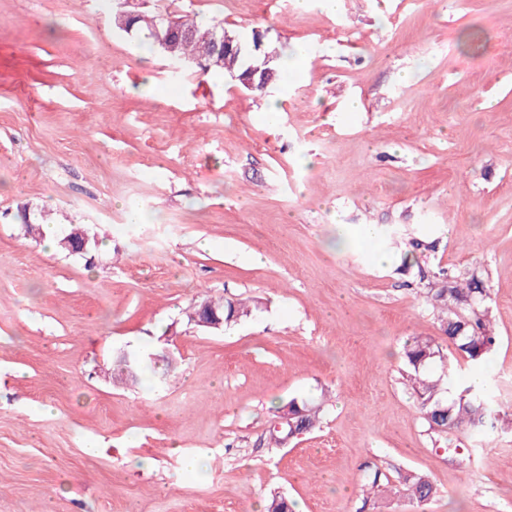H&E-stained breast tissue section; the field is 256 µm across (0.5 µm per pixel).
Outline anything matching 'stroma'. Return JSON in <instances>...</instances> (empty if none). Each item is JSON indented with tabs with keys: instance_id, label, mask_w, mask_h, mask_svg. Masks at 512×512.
Returning a JSON list of instances; mask_svg holds the SVG:
<instances>
[{
	"instance_id": "stroma-1",
	"label": "stroma",
	"mask_w": 512,
	"mask_h": 512,
	"mask_svg": "<svg viewBox=\"0 0 512 512\" xmlns=\"http://www.w3.org/2000/svg\"><path fill=\"white\" fill-rule=\"evenodd\" d=\"M119 7L257 32L306 64L261 92L175 82L163 54L143 65L142 34L103 26ZM23 206L83 225L90 256L47 251ZM340 224L357 239L338 251ZM473 270L496 415L435 434L403 347L427 336L455 360L422 290ZM220 296L254 310L189 321ZM122 353L156 390L113 383ZM323 394L316 429L269 446L276 407ZM510 417L512 0H0V512H265L275 494L295 512H512ZM410 470L432 499L402 496Z\"/></svg>"
}]
</instances>
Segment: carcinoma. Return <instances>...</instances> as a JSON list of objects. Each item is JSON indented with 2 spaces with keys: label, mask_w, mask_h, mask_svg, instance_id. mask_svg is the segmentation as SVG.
I'll return each mask as SVG.
<instances>
[{
  "label": "carcinoma",
  "mask_w": 512,
  "mask_h": 512,
  "mask_svg": "<svg viewBox=\"0 0 512 512\" xmlns=\"http://www.w3.org/2000/svg\"><path fill=\"white\" fill-rule=\"evenodd\" d=\"M159 24V15H138L133 20V31L142 32L148 39H154V31ZM182 54L212 63V68L240 74L249 62L256 59L268 61L272 70L271 84L284 81L280 67L274 64L279 56L275 50L265 49L253 39L243 43L239 52H226L220 56L214 52L211 42L196 39L180 45ZM441 286L430 283L425 289V301L437 314L440 327L454 345L459 357L475 370L483 372V381L476 386L465 382L456 368L443 363V355L434 341L426 336H416L405 343V360L410 368L411 389L415 393L421 418L429 430L437 433L482 432L488 417L493 413L492 402L487 389L490 380L488 368L495 346V336L491 331L492 311L490 308V288L475 274L467 277H452L440 273ZM211 309L224 315V325L229 326L243 316L251 314V309L242 302L233 300L208 301ZM142 362L129 354L116 363V372L121 377L133 381L139 379ZM324 403H308L291 400L286 407L291 422L301 428V432L314 429L321 419ZM402 492L411 502L418 504L431 499L435 488L430 479L420 473L407 472L401 477Z\"/></svg>",
  "instance_id": "carcinoma-1"
}]
</instances>
